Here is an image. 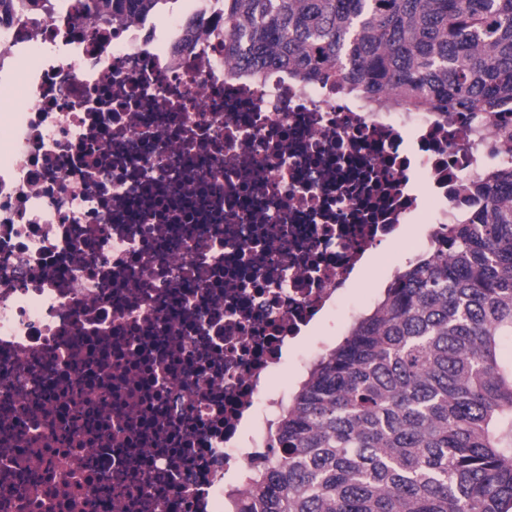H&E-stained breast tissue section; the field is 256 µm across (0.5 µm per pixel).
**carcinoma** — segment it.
Listing matches in <instances>:
<instances>
[{"mask_svg":"<svg viewBox=\"0 0 512 512\" xmlns=\"http://www.w3.org/2000/svg\"><path fill=\"white\" fill-rule=\"evenodd\" d=\"M162 0H84L107 23ZM224 60L423 112L512 113V0H216ZM281 404L235 512H512V164Z\"/></svg>","mask_w":512,"mask_h":512,"instance_id":"1","label":"carcinoma"}]
</instances>
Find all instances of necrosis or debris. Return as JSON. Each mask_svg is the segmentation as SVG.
Returning a JSON list of instances; mask_svg holds the SVG:
<instances>
[{"instance_id":"necrosis-or-debris-1","label":"necrosis or debris","mask_w":512,"mask_h":512,"mask_svg":"<svg viewBox=\"0 0 512 512\" xmlns=\"http://www.w3.org/2000/svg\"><path fill=\"white\" fill-rule=\"evenodd\" d=\"M166 10L0 9V512H224L289 347L512 161L476 109L239 81L215 0Z\"/></svg>"}]
</instances>
